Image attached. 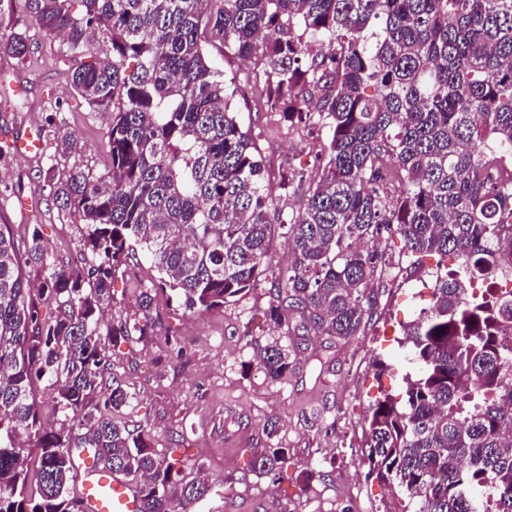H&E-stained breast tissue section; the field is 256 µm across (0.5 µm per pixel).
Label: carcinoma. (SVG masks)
Returning <instances> with one entry per match:
<instances>
[{"label":"carcinoma","mask_w":512,"mask_h":512,"mask_svg":"<svg viewBox=\"0 0 512 512\" xmlns=\"http://www.w3.org/2000/svg\"><path fill=\"white\" fill-rule=\"evenodd\" d=\"M35 25L62 35L70 86L109 116L112 175L48 167L49 196L87 224L83 262L25 253L0 226V512H81L76 450L135 484L142 512H196L215 484L188 479L142 427L118 418L132 396L111 377L112 269L145 252L158 287L203 314L271 284L266 319L331 339L365 333L370 285L389 265L369 243L396 234L412 266L435 259L430 306L397 340L413 369L368 406L367 476L389 486L385 512H512V292L474 287L512 259V0H28ZM109 51L92 52L96 36ZM256 58L268 102L328 129L316 185L298 213L269 192L250 131L231 107L234 79L201 37ZM20 61L27 29L0 39ZM48 159L80 149L56 129ZM306 179L288 166L286 191ZM398 193L401 203H390ZM292 260L272 265L276 236ZM455 267L448 269V258ZM41 269L33 288L25 268ZM274 341L255 351L267 377L293 369ZM52 392L48 427L38 384ZM288 449L252 458L279 474Z\"/></svg>","instance_id":"carcinoma-1"}]
</instances>
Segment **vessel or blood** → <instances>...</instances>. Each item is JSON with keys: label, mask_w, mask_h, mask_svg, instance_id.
Returning a JSON list of instances; mask_svg holds the SVG:
<instances>
[{"label": "vessel or blood", "mask_w": 512, "mask_h": 512, "mask_svg": "<svg viewBox=\"0 0 512 512\" xmlns=\"http://www.w3.org/2000/svg\"><path fill=\"white\" fill-rule=\"evenodd\" d=\"M78 460L83 512H141V499L133 484L97 469L90 452L80 453Z\"/></svg>", "instance_id": "obj_1"}]
</instances>
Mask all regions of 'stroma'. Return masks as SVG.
I'll list each match as a JSON object with an SVG mask.
<instances>
[{
    "instance_id": "obj_1",
    "label": "stroma",
    "mask_w": 512,
    "mask_h": 512,
    "mask_svg": "<svg viewBox=\"0 0 512 512\" xmlns=\"http://www.w3.org/2000/svg\"><path fill=\"white\" fill-rule=\"evenodd\" d=\"M20 28L30 35L26 61L0 53V225H8L20 245L39 231L54 257L65 262L79 255L83 222L49 198L46 155L14 157L7 139L34 127L45 137L65 127L81 145L67 165L103 176L111 169L109 118L67 84L69 62L60 39L34 26L26 0H13L0 11V36ZM207 51L238 87L233 102L238 121L251 131L266 161L272 195L280 193L282 168L316 173L326 131L315 125L295 128L272 110L266 77L253 63L217 41L208 43ZM377 246L391 269L372 285L376 313L365 335L331 342L309 334L283 379L266 377L254 360L257 346L293 342L285 328L266 324L264 288L201 315L186 311L171 292L153 290L152 338L109 347L112 374L133 396L123 418L141 423L153 447L182 460L189 476L202 474L221 484L220 496L206 503L205 512H384L388 507L390 491L367 476L365 414L374 397L397 391L399 381L375 376L372 363L397 353L402 323L428 306L425 269L435 261L411 267L394 235H382ZM156 278L144 255L124 261L112 283L113 317L141 321L140 294ZM272 417L278 418L279 431L271 439L266 424ZM273 441L291 450L287 472L256 474L251 457Z\"/></svg>"
}]
</instances>
